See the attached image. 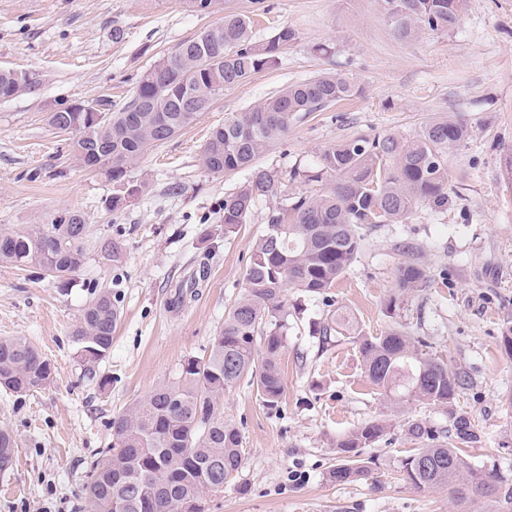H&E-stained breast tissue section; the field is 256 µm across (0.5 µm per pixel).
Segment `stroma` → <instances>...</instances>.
<instances>
[{
    "mask_svg": "<svg viewBox=\"0 0 512 512\" xmlns=\"http://www.w3.org/2000/svg\"><path fill=\"white\" fill-rule=\"evenodd\" d=\"M247 15L254 39L281 25L298 41L273 69L225 88L211 108L175 138L155 145L135 173L148 189L111 210L112 184L85 169L47 117L60 104L106 103L121 109L140 75L226 12ZM124 31L112 39L113 27ZM326 44L321 56L313 45ZM0 68L35 82L0 101V225L44 224L65 209L91 226L84 266L69 284L38 266L0 263V338L30 341L54 367L46 389L18 396L0 390V427L18 448L0 474V512H83L89 466L112 445L109 423L184 361L202 356L243 291L268 202L247 224L225 234V196L242 175L206 170L200 152L210 131L289 84L338 71L361 93L291 126L264 168L314 166L339 141L388 133L409 135L432 119L470 129L448 156L451 202L416 205L405 223L368 231L346 273L324 295L287 289L288 325L276 407L242 380L224 396L225 421L238 427L243 467L209 499L207 512H458L447 490L418 489L404 470L417 448L405 430L415 416L448 431L446 408H389L364 372L349 335L324 339V322L345 311L362 333L392 322L424 337L430 353L469 382L457 400L484 432L466 448L472 465L512 471V359L500 348L512 319V0H467L460 26L398 39L377 0H219L197 14L188 0H0ZM124 242L121 262H102L98 246ZM415 247L429 276L423 290L398 291L399 244ZM109 292L120 310L112 351L91 364L72 331L86 303ZM383 419L386 434L362 449L373 477L337 483V437Z\"/></svg>",
    "mask_w": 512,
    "mask_h": 512,
    "instance_id": "35a3bbf8",
    "label": "stroma"
}]
</instances>
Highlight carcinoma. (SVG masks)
<instances>
[{"label": "carcinoma", "instance_id": "1", "mask_svg": "<svg viewBox=\"0 0 512 512\" xmlns=\"http://www.w3.org/2000/svg\"><path fill=\"white\" fill-rule=\"evenodd\" d=\"M396 35L415 40L426 31L457 28L466 0H379ZM299 39L284 25L267 39L252 35L250 18L234 12L199 31L146 70L132 99L106 112L94 125L86 112L65 105L48 117L58 134H72L80 163L112 181L110 205L117 210L140 196L146 182L133 176L138 160L153 146L190 126L224 94L252 75L279 64ZM34 84L28 74L0 71V101L17 94L19 82ZM360 92L346 75L325 72L297 82L236 114L216 128L200 160L212 173H248L222 205L224 235L247 223L262 199H281L265 215L266 229L256 241L244 274V291L201 358L184 361L177 377L135 400L112 419L113 446L90 464L82 488L85 512H185L191 498L215 493L234 481L242 468L241 434L224 421V393L243 378L256 384L260 398L276 405L284 393L280 359L286 347L288 317L285 288L322 295L357 257L365 233L380 224H402L419 203L448 209V152L468 135L459 120H432L410 135L355 137L322 150L313 168L294 167L289 174L256 166L260 157L288 135L291 125L312 112H323ZM328 181L312 194L286 202L285 180ZM90 225L84 215L67 210L46 224L0 227V261L34 264L55 281L68 283L84 265ZM123 244L100 245V258L119 262ZM395 270L398 290L429 286V277L413 247ZM118 309L103 292L82 310L72 338L81 356L105 359L112 348ZM353 322L338 315L320 334L352 333ZM359 354L371 384L397 404L421 403L448 408V435L441 436L423 419L407 421L408 434L422 447L406 459L405 471L417 488H446L462 504L484 502L496 512H512V474L494 466L475 467L460 448L480 442L483 431L474 418L455 410L468 382L462 372L423 351V339L391 327L379 336L356 335ZM263 351L255 365L256 347ZM53 367L31 343L0 338V388L16 395L44 389ZM383 419H372L336 440L340 463L330 473L338 483L369 478L360 459L386 432ZM17 440L0 429V462L13 463Z\"/></svg>", "mask_w": 512, "mask_h": 512}]
</instances>
